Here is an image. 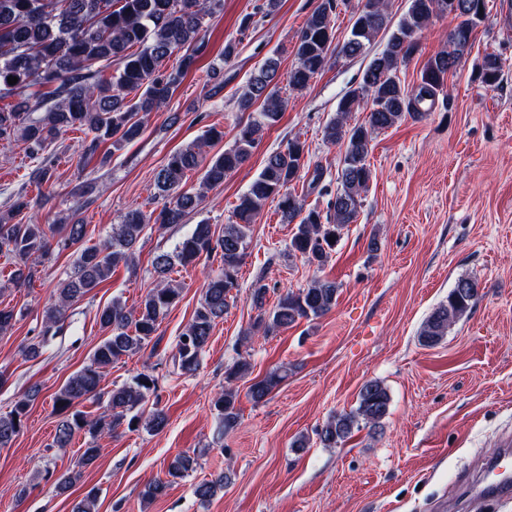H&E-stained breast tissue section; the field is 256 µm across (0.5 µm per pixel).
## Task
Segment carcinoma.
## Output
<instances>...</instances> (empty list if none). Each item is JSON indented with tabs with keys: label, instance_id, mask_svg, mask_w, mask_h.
I'll return each mask as SVG.
<instances>
[{
	"label": "carcinoma",
	"instance_id": "carcinoma-1",
	"mask_svg": "<svg viewBox=\"0 0 512 512\" xmlns=\"http://www.w3.org/2000/svg\"><path fill=\"white\" fill-rule=\"evenodd\" d=\"M338 6L339 0H319L308 16L294 45L296 62L288 72V87L292 91L306 89L335 54L350 59L371 56L358 83L339 100L336 118L323 131L326 144L345 145L338 173L340 188L328 202L327 211L305 208L304 199L291 190L304 168L305 145L297 137L288 141L285 148L267 156L249 188L238 197L235 221L224 225L222 235L215 236L209 224L195 225L173 251L154 258L157 283L136 305L128 307L114 300L102 311L100 324L108 336L96 346L88 363L73 373L52 398L59 421L50 447L66 448L75 435L84 434L80 466L98 458V440L105 434L122 427L156 432L167 424L161 409H154L145 419L137 413L157 388L158 379L153 374L140 372L130 382L114 386L106 397L101 395L99 385L106 369L143 348L157 346L159 327L181 297V289L170 278L173 267L193 264L203 256L219 262V272L206 283L171 356L174 369L191 375L200 366L216 321L224 318L231 291L238 287L248 231L263 205L270 199L277 201L284 223H297L289 253L322 267L336 250L342 231L357 221L372 180L369 155L374 135L432 110L446 88L448 75L467 55L472 32L484 17L480 9L486 8V0H458L455 8L452 0H409L407 12L393 29L389 27L386 0H365L350 35L335 47ZM223 8L224 0H0V141H20L30 155L37 156L60 133L78 130L86 136L82 148L87 157L95 156L101 145L110 143V149L100 158V165H106L114 152L140 138L149 114L165 103L196 67L205 50L198 38L204 20ZM445 14L458 20L449 34L448 47L427 60L417 84L405 88L398 78L400 67L416 52L419 35L432 18ZM381 33L387 35L385 47L372 55L371 46ZM179 52L178 68L165 69L166 59ZM112 63L117 70L107 77L104 68ZM278 67V59L269 57L247 82L237 102L238 110L247 112L257 105L260 111L237 123L232 144L206 164L197 141L172 153L154 178L157 194L164 200L160 211L128 210L120 223L112 225V234L104 242L86 244V225L78 219L60 226L16 221L30 206L23 196L0 213V253H5L14 265L9 274L11 282L32 283L39 259L55 248L60 252L74 249L72 272L59 282L54 301L45 311L40 340L28 347L30 355L39 354L48 337L57 334L71 305L109 280L119 266L133 264L147 228L183 224L198 208L202 192L182 189L187 173L203 168L200 187L211 189L223 184L227 174L248 160L265 132L279 121L285 106L276 83ZM501 70L499 58L486 55L480 68L482 84L495 88ZM9 76L18 78L17 83L9 84ZM33 98L44 102L45 112L38 118L31 117ZM359 109L366 112L365 121L350 124V114ZM339 288L334 280L315 279L306 288L281 294L268 311L266 285L257 282L251 293L258 310L256 325L269 335L301 319L322 317L336 306ZM478 296L473 279L455 281L448 299L425 321L419 334L421 344L438 345ZM248 368L245 359L229 368L224 390L213 400L226 433L241 423L236 382ZM287 376L283 368L268 372L248 387L247 397L255 404L265 401ZM39 393L38 387L30 388L10 411L0 414V448L11 447ZM86 401L98 405L96 415L78 409ZM389 405V391L382 381L365 382L355 409L330 416L315 430L319 442L333 448L349 439L363 423L379 426ZM195 465V458L176 455L167 464L165 477L144 486L142 499L152 502L165 496ZM52 477L64 491L80 479L81 471L57 477L48 469L44 471L43 478ZM223 488L224 477L219 475L197 484L194 493L207 501ZM97 504L98 491L92 487L74 504L73 512H97Z\"/></svg>",
	"mask_w": 512,
	"mask_h": 512
}]
</instances>
